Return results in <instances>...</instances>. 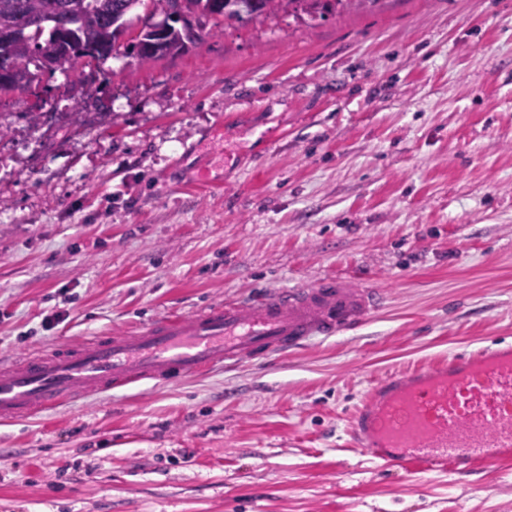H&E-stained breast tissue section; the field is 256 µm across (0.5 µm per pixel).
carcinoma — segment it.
Returning a JSON list of instances; mask_svg holds the SVG:
<instances>
[{
  "mask_svg": "<svg viewBox=\"0 0 512 512\" xmlns=\"http://www.w3.org/2000/svg\"><path fill=\"white\" fill-rule=\"evenodd\" d=\"M78 24L69 43L80 52H94L100 63L118 58L129 48L140 47L139 65L179 56L202 45L221 31L224 21H259L288 15L315 21L329 13L366 11L377 0H180L188 20H168L171 0H0V30L20 25L29 16H49L75 8L80 2ZM57 41L52 27L32 29L22 42L0 46V59L19 71L38 68V50Z\"/></svg>",
  "mask_w": 512,
  "mask_h": 512,
  "instance_id": "carcinoma-1",
  "label": "carcinoma"
}]
</instances>
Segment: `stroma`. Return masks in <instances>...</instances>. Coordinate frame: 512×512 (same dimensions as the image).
I'll return each mask as SVG.
<instances>
[{
  "label": "stroma",
  "instance_id": "1",
  "mask_svg": "<svg viewBox=\"0 0 512 512\" xmlns=\"http://www.w3.org/2000/svg\"><path fill=\"white\" fill-rule=\"evenodd\" d=\"M41 95L82 117L47 135L0 97V359L255 287L385 299L287 356L0 424V512H512V464L413 477L346 445L377 379L512 344V0L231 21Z\"/></svg>",
  "mask_w": 512,
  "mask_h": 512
}]
</instances>
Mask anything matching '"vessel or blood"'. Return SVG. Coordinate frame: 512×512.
<instances>
[{"mask_svg":"<svg viewBox=\"0 0 512 512\" xmlns=\"http://www.w3.org/2000/svg\"><path fill=\"white\" fill-rule=\"evenodd\" d=\"M382 303L376 289L323 277L191 314L170 312L132 331L63 341L0 364V420L294 352L359 325ZM349 431L365 455L411 475L446 470L466 478L511 461L512 345L462 350L380 379L351 414Z\"/></svg>","mask_w":512,"mask_h":512,"instance_id":"vessel-or-blood-1","label":"vessel or blood"}]
</instances>
